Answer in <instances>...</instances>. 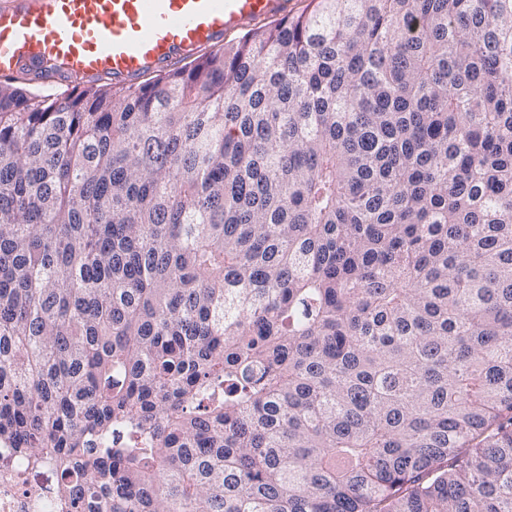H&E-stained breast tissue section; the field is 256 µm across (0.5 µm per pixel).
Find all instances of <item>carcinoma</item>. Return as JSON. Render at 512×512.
I'll return each mask as SVG.
<instances>
[{
	"mask_svg": "<svg viewBox=\"0 0 512 512\" xmlns=\"http://www.w3.org/2000/svg\"><path fill=\"white\" fill-rule=\"evenodd\" d=\"M311 5L0 81V442L67 512H512V0Z\"/></svg>",
	"mask_w": 512,
	"mask_h": 512,
	"instance_id": "obj_1",
	"label": "carcinoma"
}]
</instances>
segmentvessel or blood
<instances>
[{"mask_svg":"<svg viewBox=\"0 0 512 512\" xmlns=\"http://www.w3.org/2000/svg\"><path fill=\"white\" fill-rule=\"evenodd\" d=\"M290 9L291 0H0V75L53 60L55 81L131 84Z\"/></svg>","mask_w":512,"mask_h":512,"instance_id":"1","label":"vessel or blood"}]
</instances>
